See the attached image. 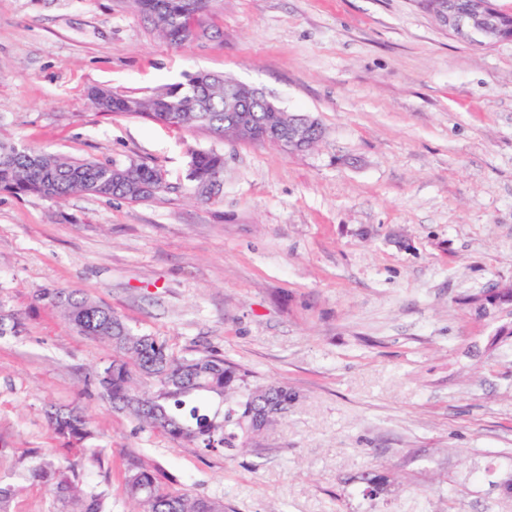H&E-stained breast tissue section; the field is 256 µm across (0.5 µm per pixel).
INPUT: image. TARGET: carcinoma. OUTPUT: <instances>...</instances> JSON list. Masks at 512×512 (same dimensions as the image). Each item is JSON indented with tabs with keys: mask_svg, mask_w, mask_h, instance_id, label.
Masks as SVG:
<instances>
[{
	"mask_svg": "<svg viewBox=\"0 0 512 512\" xmlns=\"http://www.w3.org/2000/svg\"><path fill=\"white\" fill-rule=\"evenodd\" d=\"M151 19L159 37L171 45L195 43L208 34L214 0H130ZM236 82L222 75L198 71L183 83L168 84L146 97L119 95L93 88L88 97L103 113L147 119L175 128H201L224 139V134L264 143L247 126L232 127L224 111V91ZM224 169V154L216 149H189L186 178L195 192L210 198L219 192L212 177ZM163 172L145 162L124 166L74 160L24 145L0 142V192L35 195L59 201L73 195L141 202L167 188ZM39 300L58 309L72 328L112 346L114 354L95 373L93 383L113 409L132 416L142 428L193 443L206 451L230 456L248 451L259 426L258 415L288 404L285 385L269 390L251 387L236 367L216 353L178 355L156 336L130 327L111 308L66 288L46 289ZM484 317L509 305L474 296L468 300ZM22 325L15 313L0 311V337L16 335ZM205 396L217 401L214 414L190 400ZM47 417L61 436L83 444L92 438L89 418L80 408H52ZM28 478L47 488L63 512H111L103 491L84 487L75 470L49 454H34L24 463ZM363 493L384 494L390 479L385 473L361 476ZM133 512H226L224 502L162 487L155 472L138 469L126 478Z\"/></svg>",
	"mask_w": 512,
	"mask_h": 512,
	"instance_id": "carcinoma-1",
	"label": "carcinoma"
}]
</instances>
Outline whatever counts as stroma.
Here are the masks:
<instances>
[{"instance_id": "1", "label": "stroma", "mask_w": 512, "mask_h": 512, "mask_svg": "<svg viewBox=\"0 0 512 512\" xmlns=\"http://www.w3.org/2000/svg\"><path fill=\"white\" fill-rule=\"evenodd\" d=\"M213 37L176 47L128 0H0V141L125 165L168 188L131 203L0 192V481L10 512H57L22 457L46 453L129 512L131 470L227 512H512V338L465 305L512 283V41L480 48L417 0H216ZM204 70L323 129L313 150L220 140L95 110ZM220 150L197 197L187 151ZM80 290L176 353L287 384L286 416L227 457L151 430L94 391L108 343L38 302ZM92 417L69 445L49 406ZM391 478L370 499L366 471Z\"/></svg>"}]
</instances>
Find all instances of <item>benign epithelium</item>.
Masks as SVG:
<instances>
[{
    "label": "benign epithelium",
    "mask_w": 512,
    "mask_h": 512,
    "mask_svg": "<svg viewBox=\"0 0 512 512\" xmlns=\"http://www.w3.org/2000/svg\"><path fill=\"white\" fill-rule=\"evenodd\" d=\"M431 9L435 10L439 24L449 33L466 39L469 43L480 47H493L505 41L501 20V9H493L485 0H471L468 12L458 14L448 6V0H433ZM229 103L224 111L231 113V120L237 121L239 113L252 112L254 106L260 104L273 111L278 107L260 89L245 83L227 93ZM311 118L303 114H288V122L278 127L275 146L291 152V148L300 143L309 127Z\"/></svg>",
    "instance_id": "benign-epithelium-1"
}]
</instances>
